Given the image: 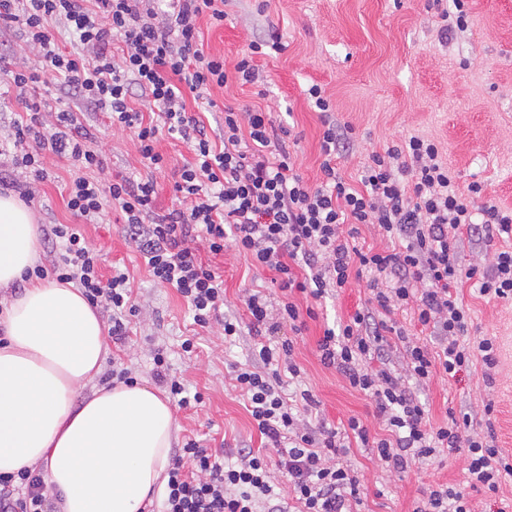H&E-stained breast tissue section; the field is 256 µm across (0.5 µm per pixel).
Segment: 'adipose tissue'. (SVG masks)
Returning a JSON list of instances; mask_svg holds the SVG:
<instances>
[{"instance_id":"obj_1","label":"adipose tissue","mask_w":512,"mask_h":512,"mask_svg":"<svg viewBox=\"0 0 512 512\" xmlns=\"http://www.w3.org/2000/svg\"><path fill=\"white\" fill-rule=\"evenodd\" d=\"M36 216L0 195V474L45 475L62 512H141L170 463L176 416L141 382L98 385L107 327L73 284L26 278ZM91 397L77 400L86 386Z\"/></svg>"}]
</instances>
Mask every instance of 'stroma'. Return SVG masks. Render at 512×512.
Returning <instances> with one entry per match:
<instances>
[{
    "mask_svg": "<svg viewBox=\"0 0 512 512\" xmlns=\"http://www.w3.org/2000/svg\"><path fill=\"white\" fill-rule=\"evenodd\" d=\"M451 6V0H270L268 10L260 14L254 0H235L223 27H203L205 54L237 59L253 36L271 28L279 29L286 48L276 57L259 60L255 84L231 81L213 89L216 106L204 117L208 135L214 140L223 135L225 106L273 107L277 120L297 139L291 147L297 167L308 182L318 183L323 126L306 95L316 84L330 98L337 122L354 131L353 150L336 161L347 181L356 182L372 151L419 136L437 143L459 188L481 183L489 199L512 208V0H469L468 28L443 41L438 36L439 12ZM37 93L47 110H71L97 134L95 147L103 153L104 167L91 171V179L107 184L121 175L142 173L132 130L104 129L103 112L87 108L55 85L39 84ZM159 150L165 164L153 177L157 205L165 208L190 152L186 143L171 138L161 140ZM48 168V180L38 183L30 201L37 222L74 223L63 202L68 163L52 157ZM122 227V214L112 207L106 208L99 223L83 227L89 245L101 256L103 275L116 266L128 272L138 306L127 342L107 346L100 383H110L113 371L125 370L154 384L153 357L163 353L172 374L203 396L199 407L176 410L173 445L192 438L216 452L231 451L242 442L263 448L243 398L229 384L232 365L247 360L253 338L245 333L225 339L223 320L247 321L244 293L272 289L271 272L229 249L213 256L207 242L197 240L199 256L224 276L222 316L203 329L194 324L175 289L153 281ZM463 295L471 316L467 337L493 338L497 363L489 370L477 364L453 377L435 375L416 394L436 424L446 422L449 412L478 414L485 403H492L497 444L510 456L512 300H488L472 287L464 288ZM367 298L365 281H353L342 292L314 301L317 317L302 334H293L284 324L277 337L293 340L294 358L303 370L300 378L286 385V393L311 389L327 425L340 428L355 417L371 435L381 436L385 430L371 399L352 389L335 369L325 367L317 350L324 327L348 318ZM188 338L196 350L186 356L180 345ZM346 461L360 481L353 512H413L431 484L457 490L466 486L464 461L444 452L413 461L401 473L385 468L372 449L355 444Z\"/></svg>",
    "mask_w": 512,
    "mask_h": 512,
    "instance_id": "obj_1",
    "label": "stroma"
}]
</instances>
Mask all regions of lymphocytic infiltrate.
<instances>
[{
  "mask_svg": "<svg viewBox=\"0 0 512 512\" xmlns=\"http://www.w3.org/2000/svg\"><path fill=\"white\" fill-rule=\"evenodd\" d=\"M227 0H0V29L21 30L38 67L12 74L23 106L7 135H0V185L31 199L34 186L48 176L49 156L67 158L73 173L65 186L72 224H47L44 246L53 255L57 281L75 283L86 300L109 312L113 342L124 343L135 316L130 277L113 268L100 271V257L89 246L80 223L92 224L105 205L125 215L123 233L135 245L154 282L176 288L193 321L208 327L224 305V277L198 257L197 238L212 255L232 249L253 265L274 272L282 293L277 319H270L267 296L249 293L248 325L224 321L233 338L249 329L256 342L245 362L232 368V385L247 403L260 435L273 455L247 445L233 462L187 439L175 448L166 472L161 512H351L359 481L341 461L352 440L375 448L390 470L440 450L463 456L470 491L495 493L512 477V460L498 447L492 427H481L470 413L449 414L431 423L428 409L414 391L440 373H457L482 362L496 363L492 339L464 342L470 315L462 287L476 286L489 299H512V209L483 197L479 183L460 189L429 139L412 136L369 154L359 186L347 183L336 159L347 151L353 130L332 120V106L319 85L306 95L321 112L320 150L324 157L319 184L298 172L285 145V129L263 109L224 110V137L214 142L198 113L214 107L212 91L228 80L254 83L256 60L280 54L278 32L251 40L246 55L233 62L205 55L199 47L200 20L224 24ZM75 36L79 51H62L51 25ZM71 89L86 104L108 112L111 124L134 129L141 163L161 169L162 137L188 144L190 160L172 186V202L157 211L153 177H122L109 185L90 179L103 159L94 133L63 109L48 113L31 95L38 83ZM145 102V110L135 101ZM369 224L391 240L377 250L357 243L358 227ZM500 238L490 271L463 266V239ZM366 279L369 305L338 328H325L318 341L320 361L336 369L353 389L373 399L388 435L371 438L355 417L335 429L305 420L319 406L312 390L294 396L283 390L285 378H299L294 344H270L281 323L302 332L316 319L313 307H301L296 294L321 298ZM413 307L418 326L436 328L440 350L407 340L395 311ZM405 344L406 369L397 374L383 363L393 341ZM286 483L271 484L273 473ZM0 512H55L41 474L21 471L0 476Z\"/></svg>",
  "mask_w": 512,
  "mask_h": 512,
  "instance_id": "1",
  "label": "lymphocytic infiltrate"
}]
</instances>
